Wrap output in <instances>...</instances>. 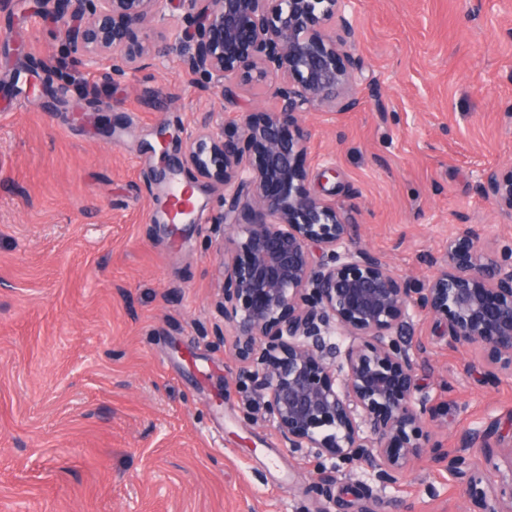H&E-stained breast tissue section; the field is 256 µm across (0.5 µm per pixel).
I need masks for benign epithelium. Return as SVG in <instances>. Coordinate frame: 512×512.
Masks as SVG:
<instances>
[{"mask_svg":"<svg viewBox=\"0 0 512 512\" xmlns=\"http://www.w3.org/2000/svg\"><path fill=\"white\" fill-rule=\"evenodd\" d=\"M70 50L115 82L177 53L194 74L238 90L260 87L271 110L241 116L234 136L208 130L182 142L181 163L224 188L219 223L237 229L219 307L245 364L242 390L289 451L312 458L314 512H333L336 473L366 468L394 483L423 448L468 477L479 512H512V457L492 494L483 459L431 441L436 412L417 396L407 331L413 311L443 323L448 340L478 347L494 383L512 370V243L486 253L471 227L420 288L350 241L349 218L312 195L299 158L302 114L361 102L349 0H179L190 23L175 41L158 26L172 0H50ZM476 190L512 215V170L480 171Z\"/></svg>","mask_w":512,"mask_h":512,"instance_id":"benign-epithelium-1","label":"benign epithelium"}]
</instances>
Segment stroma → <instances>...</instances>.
Returning a JSON list of instances; mask_svg holds the SVG:
<instances>
[{
    "mask_svg": "<svg viewBox=\"0 0 512 512\" xmlns=\"http://www.w3.org/2000/svg\"><path fill=\"white\" fill-rule=\"evenodd\" d=\"M364 102L303 114L311 192L350 216L351 240L419 287L466 224L487 249L512 218L481 169H512V0H350ZM111 100L101 112L99 103ZM190 75L180 55L121 82L78 61L40 0L0 6V512H313L309 457L243 425L242 363L216 302L237 233L224 191L164 179L159 132L211 121L233 135L268 107ZM201 222L164 221L171 182ZM419 396L445 449L512 446V374L486 383L468 346L416 312ZM361 512H474L465 480L421 452Z\"/></svg>",
    "mask_w": 512,
    "mask_h": 512,
    "instance_id": "35a3bbf8",
    "label": "stroma"
}]
</instances>
